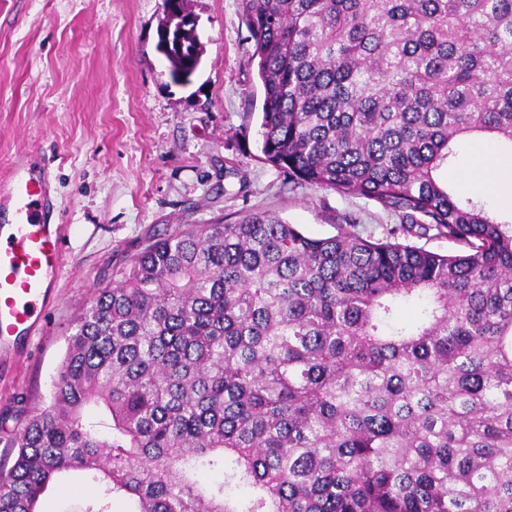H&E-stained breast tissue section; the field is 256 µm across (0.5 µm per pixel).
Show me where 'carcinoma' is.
<instances>
[{"mask_svg":"<svg viewBox=\"0 0 512 512\" xmlns=\"http://www.w3.org/2000/svg\"><path fill=\"white\" fill-rule=\"evenodd\" d=\"M164 2L187 84L202 44ZM239 4L264 160L406 223L313 238L263 211L157 235L7 434L0 512L73 472L97 485L84 512H512V219L444 178L470 137L512 162V0ZM431 231L459 251L405 242Z\"/></svg>","mask_w":512,"mask_h":512,"instance_id":"obj_1","label":"carcinoma"}]
</instances>
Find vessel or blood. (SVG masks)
I'll use <instances>...</instances> for the list:
<instances>
[{"mask_svg": "<svg viewBox=\"0 0 512 512\" xmlns=\"http://www.w3.org/2000/svg\"><path fill=\"white\" fill-rule=\"evenodd\" d=\"M55 215L52 168L38 150H26L0 180L1 360L15 356L44 326L67 231Z\"/></svg>", "mask_w": 512, "mask_h": 512, "instance_id": "obj_1", "label": "vessel or blood"}]
</instances>
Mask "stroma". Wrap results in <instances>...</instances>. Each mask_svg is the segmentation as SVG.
<instances>
[{"instance_id": "35a3bbf8", "label": "stroma", "mask_w": 512, "mask_h": 512, "mask_svg": "<svg viewBox=\"0 0 512 512\" xmlns=\"http://www.w3.org/2000/svg\"><path fill=\"white\" fill-rule=\"evenodd\" d=\"M204 45L189 83H174L157 48L162 0H0V177L35 147L49 158L56 221L71 225L42 335L0 378V428L50 403L74 322L153 235L175 224L269 211L306 235L354 224L381 239L397 212L291 179L267 164L258 136L263 89L238 0H189ZM448 180L496 164L495 146H457ZM81 479L49 490L40 512H81Z\"/></svg>"}]
</instances>
